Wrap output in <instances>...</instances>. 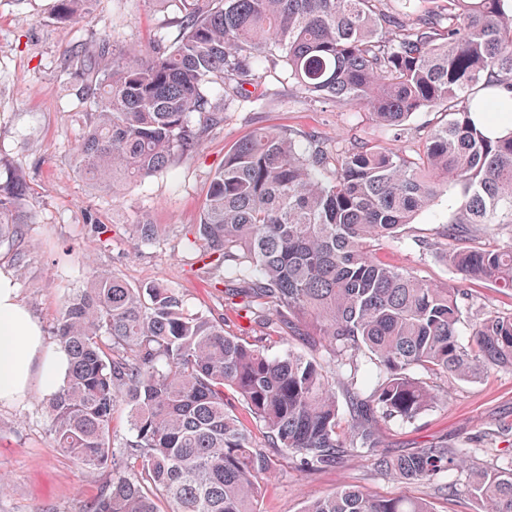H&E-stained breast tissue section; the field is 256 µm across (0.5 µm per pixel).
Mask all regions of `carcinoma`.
<instances>
[{
	"instance_id": "1",
	"label": "carcinoma",
	"mask_w": 512,
	"mask_h": 512,
	"mask_svg": "<svg viewBox=\"0 0 512 512\" xmlns=\"http://www.w3.org/2000/svg\"><path fill=\"white\" fill-rule=\"evenodd\" d=\"M94 2L54 0L55 16L77 22ZM173 2V44L118 51L107 38L74 55L94 106L75 167L115 195L197 154L247 86L270 77L338 112L365 106L396 136L416 112L448 120L411 153L258 129L225 156L190 249L218 285L219 271L233 268L240 287L224 289V300L257 336L188 310L162 281L134 287L97 274L73 292L53 330L69 371L43 407L53 446L93 475L109 473L84 512H259L262 475L280 456L313 473L367 452L375 470L406 483L463 467V453L444 446L381 451L380 426L412 423L447 396L412 369L444 379L512 372V312L476 311L464 285L432 284L376 251L456 189L458 207L438 231L444 261L465 281L512 290V235L473 244L492 224L512 230V130L492 138L470 119L482 112L512 124V0ZM27 191L0 159V247L22 240ZM135 233L152 244L161 226ZM274 323L308 351L270 355ZM119 407L124 437L112 428ZM466 490L483 512H512V468L471 471ZM304 512L433 509L343 486Z\"/></svg>"
}]
</instances>
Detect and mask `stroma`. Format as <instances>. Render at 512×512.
<instances>
[{
    "label": "stroma",
    "mask_w": 512,
    "mask_h": 512,
    "mask_svg": "<svg viewBox=\"0 0 512 512\" xmlns=\"http://www.w3.org/2000/svg\"><path fill=\"white\" fill-rule=\"evenodd\" d=\"M53 0H0V156L23 174L29 187L22 257L0 248V269L10 272L22 302L51 337L59 312L74 289L92 275L108 273L133 286L164 281L182 294L189 309L224 306L213 278L187 251L214 172L235 144L258 127L336 140L359 137L391 149L403 148L418 128L444 121L441 112H419L406 124V138L378 128L366 109L344 114L310 101L288 82H272L225 112L224 122L204 139L199 152L167 171L134 185L122 196L89 185L74 168L75 149L93 105L83 96V74L75 50H94L105 35L117 45L151 49L159 38L179 35L177 13L151 0H95L79 23L57 21ZM457 203L442 196L419 214L401 242L385 243L379 258L443 285L455 273L434 240ZM162 227L160 241L137 244L136 225ZM446 398L415 422H390L380 429L384 450L400 454L447 445L465 450L469 467H503L512 462V372L481 373L470 380L436 381ZM38 386L21 398L0 402V512H83L101 482L50 445L49 424ZM374 497L404 496L431 503L435 512H480L467 493L464 475L452 470L433 482L406 484L377 472L369 454H351L316 473L280 459L262 480L260 512H302L308 500L342 485Z\"/></svg>",
    "instance_id": "stroma-1"
}]
</instances>
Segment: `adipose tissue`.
Returning <instances> with one entry per match:
<instances>
[{
    "instance_id": "obj_1",
    "label": "adipose tissue",
    "mask_w": 512,
    "mask_h": 512,
    "mask_svg": "<svg viewBox=\"0 0 512 512\" xmlns=\"http://www.w3.org/2000/svg\"><path fill=\"white\" fill-rule=\"evenodd\" d=\"M67 367L63 350L47 351L40 327L18 299L12 276L0 271V402L19 398L35 380L45 392H53Z\"/></svg>"
}]
</instances>
